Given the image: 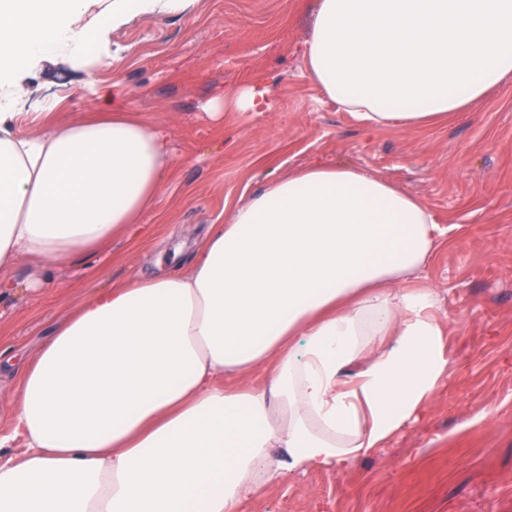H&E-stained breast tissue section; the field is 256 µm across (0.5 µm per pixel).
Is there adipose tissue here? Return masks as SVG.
Instances as JSON below:
<instances>
[{
	"instance_id": "obj_1",
	"label": "adipose tissue",
	"mask_w": 512,
	"mask_h": 512,
	"mask_svg": "<svg viewBox=\"0 0 512 512\" xmlns=\"http://www.w3.org/2000/svg\"><path fill=\"white\" fill-rule=\"evenodd\" d=\"M192 2L0 0V276L124 237L173 166L137 111H16L19 72L106 66L113 30ZM303 59L366 125L438 122L512 79V0H316ZM268 108L258 83L209 106ZM440 235L389 179L321 162L230 207L184 269L97 291L21 365L0 512H242L269 449L302 471L382 447L448 368L438 296L408 284Z\"/></svg>"
}]
</instances>
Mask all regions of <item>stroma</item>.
Segmentation results:
<instances>
[{
  "mask_svg": "<svg viewBox=\"0 0 512 512\" xmlns=\"http://www.w3.org/2000/svg\"><path fill=\"white\" fill-rule=\"evenodd\" d=\"M313 4L195 0L184 14L114 31L111 65L21 71V111L51 102L69 121L133 107L162 128L175 165L124 238L44 274L16 265L0 337L31 357L96 289L178 269L207 225L272 179L316 161L367 169L419 197L442 231L413 283L440 297L448 370L386 445L349 465L292 472L284 450L270 449L280 476L244 512H512V81L430 127H366L306 73ZM256 81L272 111H207Z\"/></svg>",
  "mask_w": 512,
  "mask_h": 512,
  "instance_id": "1",
  "label": "stroma"
}]
</instances>
